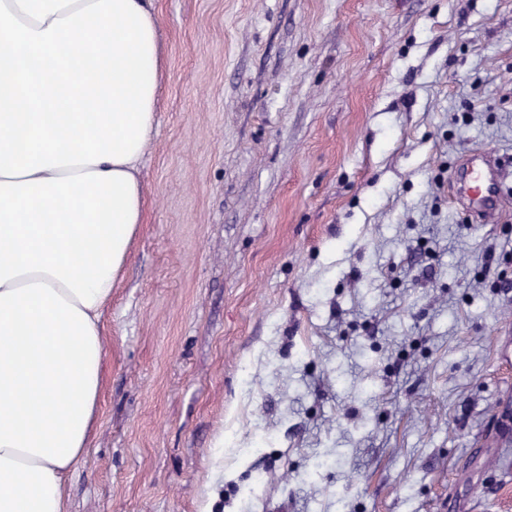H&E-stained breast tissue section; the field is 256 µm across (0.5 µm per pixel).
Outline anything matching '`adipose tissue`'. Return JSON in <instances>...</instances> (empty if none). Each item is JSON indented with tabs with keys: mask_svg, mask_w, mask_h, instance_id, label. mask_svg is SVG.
Here are the masks:
<instances>
[{
	"mask_svg": "<svg viewBox=\"0 0 512 512\" xmlns=\"http://www.w3.org/2000/svg\"><path fill=\"white\" fill-rule=\"evenodd\" d=\"M162 61L152 0H0V512H67Z\"/></svg>",
	"mask_w": 512,
	"mask_h": 512,
	"instance_id": "1",
	"label": "adipose tissue"
}]
</instances>
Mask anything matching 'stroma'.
Listing matches in <instances>:
<instances>
[{
	"mask_svg": "<svg viewBox=\"0 0 512 512\" xmlns=\"http://www.w3.org/2000/svg\"><path fill=\"white\" fill-rule=\"evenodd\" d=\"M144 223L68 512H512V0H153ZM471 161L472 168L468 178L453 187V193L466 200L469 209L484 223L493 221L497 209L504 197L499 170L501 164L497 158L481 156Z\"/></svg>",
	"mask_w": 512,
	"mask_h": 512,
	"instance_id": "35a3bbf8",
	"label": "stroma"
}]
</instances>
